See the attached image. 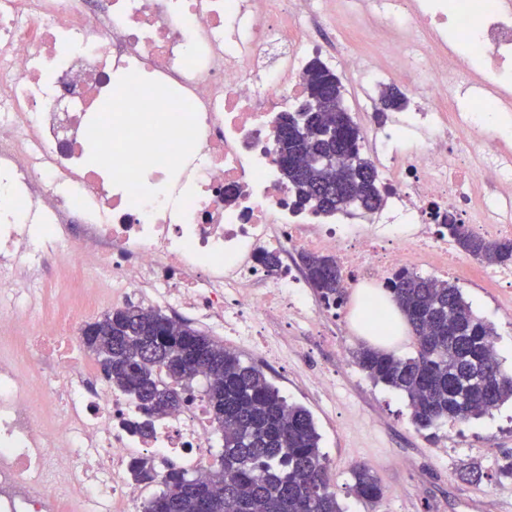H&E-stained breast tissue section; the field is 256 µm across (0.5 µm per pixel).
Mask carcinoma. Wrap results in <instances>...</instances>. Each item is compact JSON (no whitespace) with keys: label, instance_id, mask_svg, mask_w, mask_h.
Instances as JSON below:
<instances>
[{"label":"carcinoma","instance_id":"obj_1","mask_svg":"<svg viewBox=\"0 0 512 512\" xmlns=\"http://www.w3.org/2000/svg\"><path fill=\"white\" fill-rule=\"evenodd\" d=\"M307 111L283 112L276 121V153L292 199L311 211L347 205L373 212L383 205L377 174L362 157L359 129L344 101L340 77L319 59L305 73ZM380 111L400 110L396 87L381 91ZM297 155H316L328 166H302ZM448 238L465 254L502 265L512 262V240L491 242L462 224H448ZM303 273L326 304L343 305L346 292L336 261L299 254ZM410 325L415 352L402 357L361 344L355 364L375 383L404 394L412 421L432 429L447 421L481 416L512 399V371L502 369L494 329L476 317L456 285L414 273L388 287ZM83 336L111 386L131 398L143 428L183 402L189 380L206 378L208 413L223 440L220 467L198 478L172 468L158 472L147 458L133 461L136 482L162 489L143 512H345L320 453L321 435L305 407L290 404L263 371L214 338L159 311L127 306L103 314ZM483 369L482 383L470 385ZM351 494L377 502L384 487L365 465L351 471Z\"/></svg>","mask_w":512,"mask_h":512}]
</instances>
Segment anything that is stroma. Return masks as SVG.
<instances>
[{
	"label": "stroma",
	"mask_w": 512,
	"mask_h": 512,
	"mask_svg": "<svg viewBox=\"0 0 512 512\" xmlns=\"http://www.w3.org/2000/svg\"><path fill=\"white\" fill-rule=\"evenodd\" d=\"M448 280L472 311L494 326L498 358L512 370V318L502 313L512 297L459 273ZM353 308V301H346L328 322L327 333L336 339L332 346L306 328L284 333L270 326L288 371L266 372L288 402L312 413L346 512H512V478L498 475L499 465L512 455V400L477 419L447 422L432 432L419 429L405 396L374 383L352 360L337 361V348L350 352L363 341L352 322ZM323 372L330 385L320 390L316 381ZM358 464L370 467L385 488L377 503H364L346 490ZM472 464L481 467V479H460V470Z\"/></svg>",
	"instance_id": "obj_1"
}]
</instances>
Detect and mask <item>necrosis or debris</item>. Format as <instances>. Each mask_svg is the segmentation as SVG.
I'll return each mask as SVG.
<instances>
[{
    "mask_svg": "<svg viewBox=\"0 0 512 512\" xmlns=\"http://www.w3.org/2000/svg\"><path fill=\"white\" fill-rule=\"evenodd\" d=\"M319 26L354 47L337 55ZM315 55L416 101L393 118L355 114L385 198L362 219L295 208L273 153ZM461 76L512 110L507 0H0V333L34 343L0 356V512H132L135 458L204 474L223 452L195 393L137 434L134 402L77 353L67 318L28 319L31 270L67 300L94 267L85 299L193 314L272 367L266 320L316 329L331 311L294 252L333 257L348 288L424 262L511 291V269L461 255L442 229L512 239V140L491 109L448 116Z\"/></svg>",
    "mask_w": 512,
    "mask_h": 512,
    "instance_id": "necrosis-or-debris-1",
    "label": "necrosis or debris"
}]
</instances>
